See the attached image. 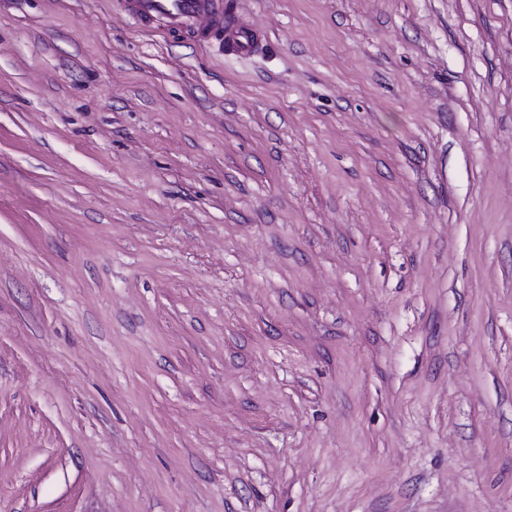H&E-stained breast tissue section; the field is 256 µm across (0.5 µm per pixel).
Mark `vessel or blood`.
<instances>
[{
	"instance_id": "vessel-or-blood-1",
	"label": "vessel or blood",
	"mask_w": 512,
	"mask_h": 512,
	"mask_svg": "<svg viewBox=\"0 0 512 512\" xmlns=\"http://www.w3.org/2000/svg\"><path fill=\"white\" fill-rule=\"evenodd\" d=\"M131 15L140 23L222 44L228 54H254L263 42L261 34L239 26L233 0H133Z\"/></svg>"
}]
</instances>
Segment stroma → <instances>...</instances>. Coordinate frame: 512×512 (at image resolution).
<instances>
[{"mask_svg": "<svg viewBox=\"0 0 512 512\" xmlns=\"http://www.w3.org/2000/svg\"><path fill=\"white\" fill-rule=\"evenodd\" d=\"M0 0V512H512V0ZM131 15L167 31L195 35L224 45L226 54L251 55L263 42L260 33L238 25L232 0H131Z\"/></svg>", "mask_w": 512, "mask_h": 512, "instance_id": "1", "label": "stroma"}]
</instances>
